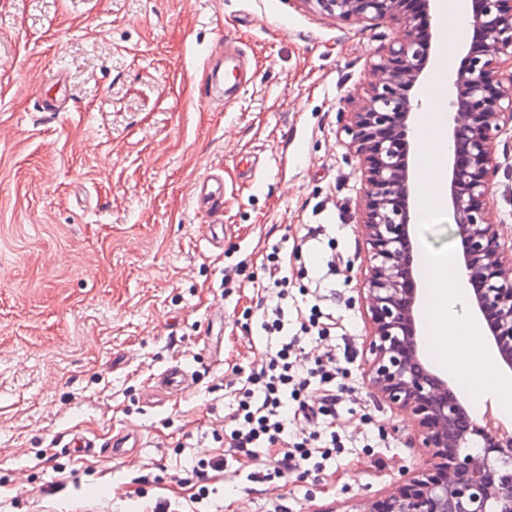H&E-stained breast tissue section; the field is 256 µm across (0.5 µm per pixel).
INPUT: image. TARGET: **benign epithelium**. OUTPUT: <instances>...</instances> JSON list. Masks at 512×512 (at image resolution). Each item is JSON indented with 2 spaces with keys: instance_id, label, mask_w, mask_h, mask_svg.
<instances>
[{
  "instance_id": "obj_1",
  "label": "benign epithelium",
  "mask_w": 512,
  "mask_h": 512,
  "mask_svg": "<svg viewBox=\"0 0 512 512\" xmlns=\"http://www.w3.org/2000/svg\"><path fill=\"white\" fill-rule=\"evenodd\" d=\"M339 19L371 25L393 22L398 33L373 66V80L345 133L366 177L361 215L368 245L363 292L372 325L366 376L373 390L414 422V441L429 466L368 512H512V434L470 419L448 378L425 360L418 320V253L411 197L416 172L409 120L422 105L424 71L436 56L430 2L300 0ZM471 26L485 38L450 75L454 111L448 116V211L457 225L462 281L472 287L471 310L482 315L487 339L512 370V245L500 241L489 203L497 174L493 143L512 125V0H478ZM414 95H409L411 89Z\"/></svg>"
}]
</instances>
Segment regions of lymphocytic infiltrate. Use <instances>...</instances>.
<instances>
[{
  "instance_id": "f902f5d3",
  "label": "lymphocytic infiltrate",
  "mask_w": 512,
  "mask_h": 512,
  "mask_svg": "<svg viewBox=\"0 0 512 512\" xmlns=\"http://www.w3.org/2000/svg\"><path fill=\"white\" fill-rule=\"evenodd\" d=\"M267 283L261 329L268 339L260 368L250 371L242 382L241 398L234 415L236 426L228 435L227 455L193 466L200 481L197 499H206L203 483L206 470L224 471L229 460L256 458L259 451L272 454L275 478L285 479L306 466L320 468L322 461L340 453L342 443L335 430L336 393L341 375L334 353L309 357L308 345L332 337L336 331L333 309L312 304L301 315L296 331H289L284 305L288 298V262L279 251L265 257ZM301 421L303 431L289 436L288 422Z\"/></svg>"
}]
</instances>
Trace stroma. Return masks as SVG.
Returning <instances> with one entry per match:
<instances>
[{"label": "stroma", "instance_id": "stroma-1", "mask_svg": "<svg viewBox=\"0 0 512 512\" xmlns=\"http://www.w3.org/2000/svg\"><path fill=\"white\" fill-rule=\"evenodd\" d=\"M394 35L301 0H0V512H190L192 464L222 454L238 371L260 365L263 257L302 224L334 246L288 255L295 320L318 287L341 330L336 432L323 469L252 482L229 462L201 512H367L423 468L413 422L365 377L359 283L365 176L342 130ZM240 51L232 98L206 96L209 60ZM64 72L66 111L42 110ZM489 200L512 240V127L494 143ZM255 172H247L246 163ZM224 178V212L196 182ZM224 241L209 239L212 223ZM424 251L458 254L448 211L416 223ZM344 257L328 275L329 249ZM189 391L143 394L173 363ZM138 432L139 448L88 456L71 433Z\"/></svg>", "mask_w": 512, "mask_h": 512}]
</instances>
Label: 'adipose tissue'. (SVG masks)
Masks as SVG:
<instances>
[{
    "label": "adipose tissue",
    "mask_w": 512,
    "mask_h": 512,
    "mask_svg": "<svg viewBox=\"0 0 512 512\" xmlns=\"http://www.w3.org/2000/svg\"><path fill=\"white\" fill-rule=\"evenodd\" d=\"M421 269L429 283L428 334L438 354V366L463 374L479 369L487 375V385L470 390L473 404L512 394V383L496 374L493 358L479 338V326L466 316L463 284L451 255L424 254Z\"/></svg>",
    "instance_id": "1"
}]
</instances>
